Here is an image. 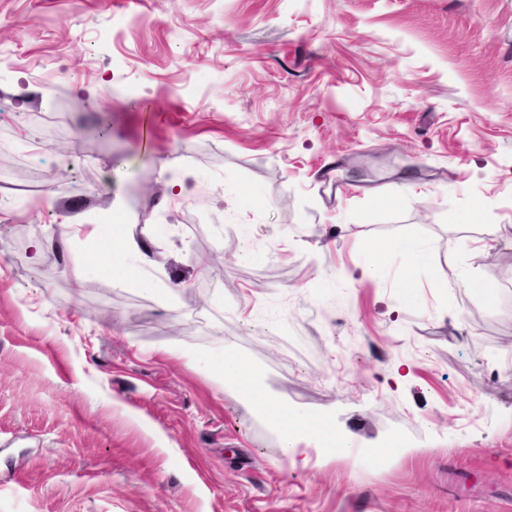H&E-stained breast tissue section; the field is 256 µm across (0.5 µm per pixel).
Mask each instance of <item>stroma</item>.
<instances>
[{
	"mask_svg": "<svg viewBox=\"0 0 512 512\" xmlns=\"http://www.w3.org/2000/svg\"><path fill=\"white\" fill-rule=\"evenodd\" d=\"M1 194L0 512H512V0H0ZM140 249L137 244L130 243L125 251L119 256H112V267H113V276H112V287L117 288L121 287L126 283L125 276L123 272L127 268V260L132 258L138 263H144L145 255H143V259L139 255ZM187 359L207 377H219L229 383L239 403L249 412L262 416L269 425L280 435L284 454L293 461L305 453L298 448L303 437L314 428L305 419H286L282 407L271 399L257 381L256 374L235 362L230 372L224 367V374L216 370L212 361L201 357L188 355Z\"/></svg>",
	"mask_w": 512,
	"mask_h": 512,
	"instance_id": "35a3bbf8",
	"label": "stroma"
}]
</instances>
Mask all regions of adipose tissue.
<instances>
[{"label":"adipose tissue","instance_id":"obj_1","mask_svg":"<svg viewBox=\"0 0 512 512\" xmlns=\"http://www.w3.org/2000/svg\"><path fill=\"white\" fill-rule=\"evenodd\" d=\"M191 362L206 376H223L225 382L233 388L239 403L249 412L262 416L280 435L286 456L294 459L301 456L300 443L305 435L312 432L317 433L319 442L330 443L336 453L341 455L352 453L350 440L337 437L335 430L323 427L315 431L307 420L286 419L282 407L263 391L255 373L245 369L241 364H234L230 372L221 374L217 372L213 362L204 357H192Z\"/></svg>","mask_w":512,"mask_h":512}]
</instances>
